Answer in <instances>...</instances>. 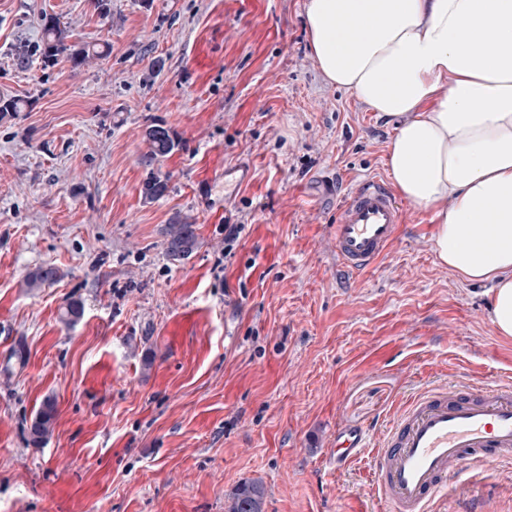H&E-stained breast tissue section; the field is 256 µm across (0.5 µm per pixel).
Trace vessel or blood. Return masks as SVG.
<instances>
[{
  "instance_id": "1",
  "label": "vessel or blood",
  "mask_w": 512,
  "mask_h": 512,
  "mask_svg": "<svg viewBox=\"0 0 512 512\" xmlns=\"http://www.w3.org/2000/svg\"><path fill=\"white\" fill-rule=\"evenodd\" d=\"M403 212L387 182L358 181L336 210L330 237L340 265L360 274L374 268L398 238ZM337 464L371 449L384 512H431L449 478L489 459L512 461V386L482 390L444 383L421 391L379 437L336 431Z\"/></svg>"
}]
</instances>
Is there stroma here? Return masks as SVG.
<instances>
[{
    "instance_id": "1",
    "label": "stroma",
    "mask_w": 512,
    "mask_h": 512,
    "mask_svg": "<svg viewBox=\"0 0 512 512\" xmlns=\"http://www.w3.org/2000/svg\"><path fill=\"white\" fill-rule=\"evenodd\" d=\"M304 4L0 0V97L25 102L0 117V512H224L249 480L264 512H382L370 455L337 466V428L382 430L427 384L512 383L489 286L440 263L429 213L403 204L386 259L338 266L336 209L387 175L396 122L324 81ZM45 13L109 56L44 66ZM154 123L179 146L148 203ZM176 219L199 240L182 261ZM46 264L56 282L27 288ZM70 297L84 313L66 325ZM435 509L512 512V463L451 478ZM165 236V252L171 260L187 259L198 248L199 242L192 224H167ZM57 408L53 398H46L28 427L29 442L34 446L46 443L52 435Z\"/></svg>"
}]
</instances>
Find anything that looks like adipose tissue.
I'll use <instances>...</instances> for the list:
<instances>
[{
	"instance_id": "adipose-tissue-1",
	"label": "adipose tissue",
	"mask_w": 512,
	"mask_h": 512,
	"mask_svg": "<svg viewBox=\"0 0 512 512\" xmlns=\"http://www.w3.org/2000/svg\"><path fill=\"white\" fill-rule=\"evenodd\" d=\"M305 25L324 79L397 119L396 191L430 213L451 274L490 283L491 322L512 337V0H306ZM356 26L373 36L352 51Z\"/></svg>"
}]
</instances>
